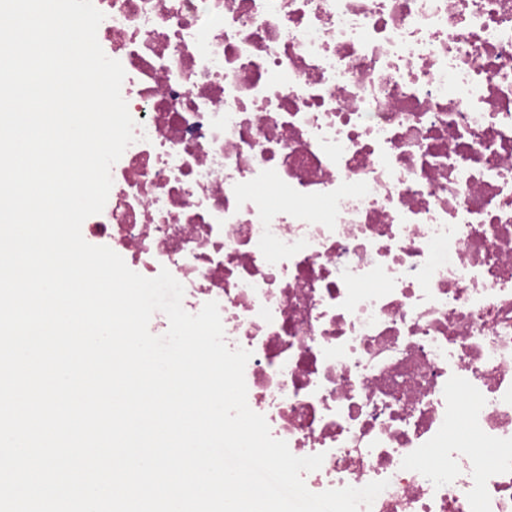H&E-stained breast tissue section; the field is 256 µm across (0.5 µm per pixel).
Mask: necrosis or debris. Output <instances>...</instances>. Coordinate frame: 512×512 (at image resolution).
Masks as SVG:
<instances>
[{"label":"necrosis or debris","mask_w":512,"mask_h":512,"mask_svg":"<svg viewBox=\"0 0 512 512\" xmlns=\"http://www.w3.org/2000/svg\"><path fill=\"white\" fill-rule=\"evenodd\" d=\"M93 4L137 126L83 238L218 303L311 492L512 512V0Z\"/></svg>","instance_id":"1"}]
</instances>
